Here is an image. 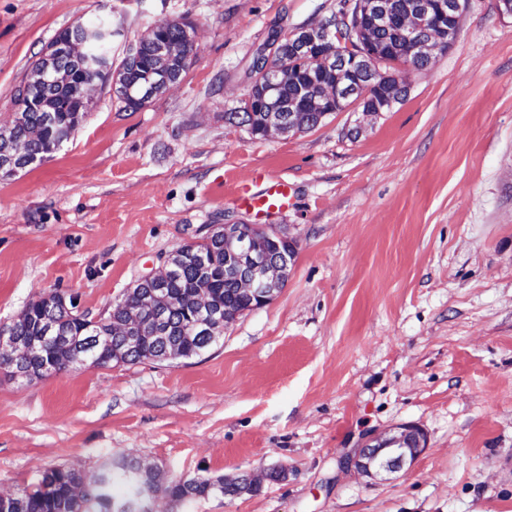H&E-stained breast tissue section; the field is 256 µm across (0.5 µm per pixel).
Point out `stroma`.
<instances>
[{"label":"stroma","instance_id":"obj_1","mask_svg":"<svg viewBox=\"0 0 512 512\" xmlns=\"http://www.w3.org/2000/svg\"><path fill=\"white\" fill-rule=\"evenodd\" d=\"M497 3L467 0L455 43L406 73L389 111L255 138L224 115L256 49L344 0H0V127L63 28H121L117 54L186 17L200 48L141 110L100 92L52 159L0 178V326L54 291L97 317L211 224L298 240L281 293L199 358L0 372V495L54 465L89 481L128 455L164 483L288 471L254 495L160 496L152 512H512V19ZM259 173L288 180L287 211L234 204ZM403 423L428 438L407 473L342 468Z\"/></svg>","mask_w":512,"mask_h":512}]
</instances>
